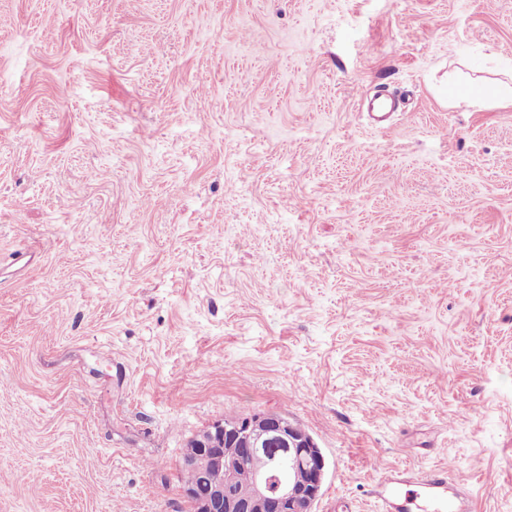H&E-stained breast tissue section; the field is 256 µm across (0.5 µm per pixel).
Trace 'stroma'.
Instances as JSON below:
<instances>
[{
	"mask_svg": "<svg viewBox=\"0 0 512 512\" xmlns=\"http://www.w3.org/2000/svg\"><path fill=\"white\" fill-rule=\"evenodd\" d=\"M511 71L512 0H0V512H191L260 410L312 512H512V107L437 91ZM235 418L226 417L197 434L192 439L195 448L189 442L183 456L197 448L199 453L180 460L181 468L200 476L197 484L183 489L193 512H310L321 494L327 465L313 438L276 412L245 414L224 424ZM269 449L286 462L294 460L303 478L268 466L255 471L246 490L227 482L234 467L251 457L267 455ZM271 460L268 455L239 465L232 475L234 483L247 486L253 469ZM400 485L404 480L396 472H388L380 478L376 484V497L380 503L382 512H399L401 505ZM416 498L422 497L425 511L444 512L454 505L448 501V481L440 474H426L416 480Z\"/></svg>",
	"mask_w": 512,
	"mask_h": 512,
	"instance_id": "stroma-1",
	"label": "stroma"
}]
</instances>
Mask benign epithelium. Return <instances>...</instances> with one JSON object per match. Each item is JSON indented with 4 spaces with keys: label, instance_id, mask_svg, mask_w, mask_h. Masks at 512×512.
<instances>
[{
    "label": "benign epithelium",
    "instance_id": "benign-epithelium-1",
    "mask_svg": "<svg viewBox=\"0 0 512 512\" xmlns=\"http://www.w3.org/2000/svg\"><path fill=\"white\" fill-rule=\"evenodd\" d=\"M199 449L180 467L193 470L200 481L184 488L193 512H311L325 477L326 459L312 437L276 412H256L226 423L217 421L197 434ZM295 461L303 476L273 467L255 471L251 485L238 490L227 482L229 471L246 459L269 450Z\"/></svg>",
    "mask_w": 512,
    "mask_h": 512
}]
</instances>
